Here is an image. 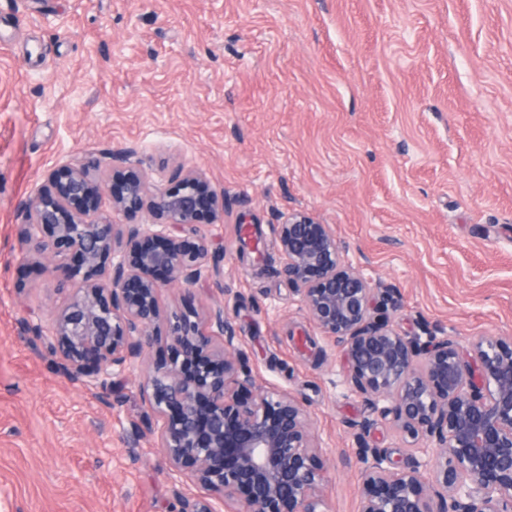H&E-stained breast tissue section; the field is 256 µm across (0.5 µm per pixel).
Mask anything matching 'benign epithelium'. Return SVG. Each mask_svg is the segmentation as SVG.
<instances>
[{
    "instance_id": "7a95c632",
    "label": "benign epithelium",
    "mask_w": 512,
    "mask_h": 512,
    "mask_svg": "<svg viewBox=\"0 0 512 512\" xmlns=\"http://www.w3.org/2000/svg\"><path fill=\"white\" fill-rule=\"evenodd\" d=\"M109 160L125 169L112 185L97 159L51 171L25 202L18 235L21 257L37 251L42 274L71 285L50 314L60 371L100 387L154 346L159 289L212 278L208 241L189 246L186 235L224 210V195L198 172L178 169L152 188L136 149ZM105 194L112 207L145 210L154 222L112 223ZM278 240L281 273L340 349L349 387L378 422L416 444L401 466L362 445L361 512H512V338L461 347L403 336L375 315L378 288L345 261L331 225L293 212ZM164 318L168 357L150 366L140 391L174 474L218 494H181L179 512H327L305 406L255 386L224 309L206 328L189 309Z\"/></svg>"
}]
</instances>
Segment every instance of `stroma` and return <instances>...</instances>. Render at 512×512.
I'll return each mask as SVG.
<instances>
[{
	"label": "stroma",
	"mask_w": 512,
	"mask_h": 512,
	"mask_svg": "<svg viewBox=\"0 0 512 512\" xmlns=\"http://www.w3.org/2000/svg\"><path fill=\"white\" fill-rule=\"evenodd\" d=\"M137 148L205 173L217 272L159 291L223 307L257 386L311 414L328 512H359L361 444L404 462L281 273L291 211L332 225L402 335L512 336V0H0V512H179L138 379L59 373L25 327L58 304L21 258L48 171Z\"/></svg>",
	"instance_id": "1"
}]
</instances>
